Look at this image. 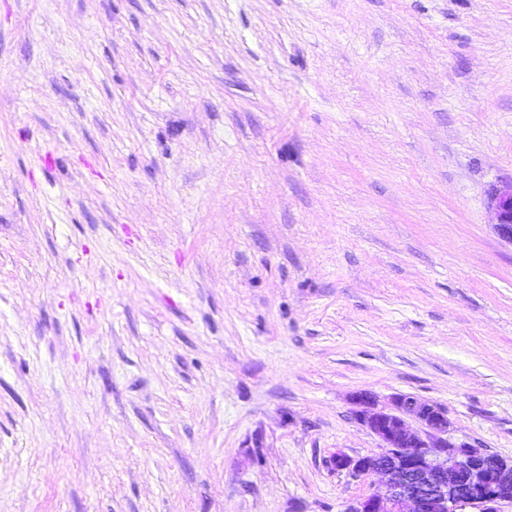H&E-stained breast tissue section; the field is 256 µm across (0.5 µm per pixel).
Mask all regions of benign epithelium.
<instances>
[{
    "label": "benign epithelium",
    "mask_w": 512,
    "mask_h": 512,
    "mask_svg": "<svg viewBox=\"0 0 512 512\" xmlns=\"http://www.w3.org/2000/svg\"><path fill=\"white\" fill-rule=\"evenodd\" d=\"M490 207L501 239L512 244V181L492 188ZM355 416L380 441L366 456L335 453L332 465L353 480L385 477L384 490L358 498L348 512H501L512 504V459L450 436L448 414L434 403L398 394L378 407L366 391L352 395Z\"/></svg>",
    "instance_id": "7a95c632"
}]
</instances>
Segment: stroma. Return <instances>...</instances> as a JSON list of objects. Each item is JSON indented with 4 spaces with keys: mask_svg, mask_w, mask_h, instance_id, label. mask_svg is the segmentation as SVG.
I'll list each match as a JSON object with an SVG mask.
<instances>
[{
    "mask_svg": "<svg viewBox=\"0 0 512 512\" xmlns=\"http://www.w3.org/2000/svg\"><path fill=\"white\" fill-rule=\"evenodd\" d=\"M512 0H0V512H346L350 396L512 458ZM489 203L499 237L512 244V180L492 188Z\"/></svg>",
    "mask_w": 512,
    "mask_h": 512,
    "instance_id": "stroma-1",
    "label": "stroma"
}]
</instances>
